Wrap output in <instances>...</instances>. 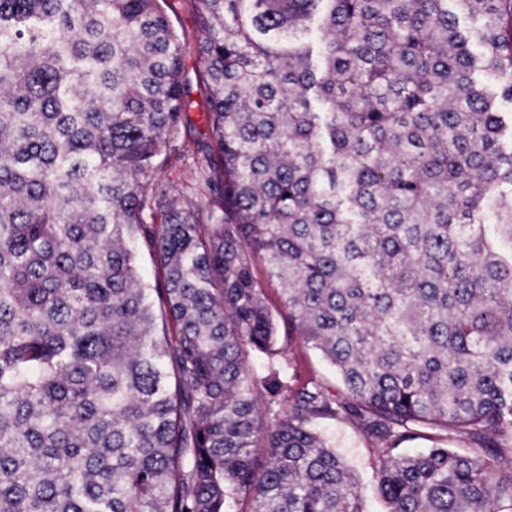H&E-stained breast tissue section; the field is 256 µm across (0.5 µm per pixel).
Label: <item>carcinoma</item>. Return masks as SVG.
<instances>
[{
    "instance_id": "carcinoma-1",
    "label": "carcinoma",
    "mask_w": 512,
    "mask_h": 512,
    "mask_svg": "<svg viewBox=\"0 0 512 512\" xmlns=\"http://www.w3.org/2000/svg\"><path fill=\"white\" fill-rule=\"evenodd\" d=\"M195 2L206 215L145 181L187 110L166 0H0V512H364L319 419L387 512H501L512 0ZM293 336L342 390L289 385ZM254 274L263 287V297L266 304L277 315L278 331L282 340L284 339L285 332L288 330V324L278 314V310L281 308L280 287L276 282L270 281L267 278L265 266L259 257L255 260ZM317 429L358 475L365 511L385 512L386 503L376 481L377 460L372 453L369 437L357 424L347 420H321Z\"/></svg>"
}]
</instances>
